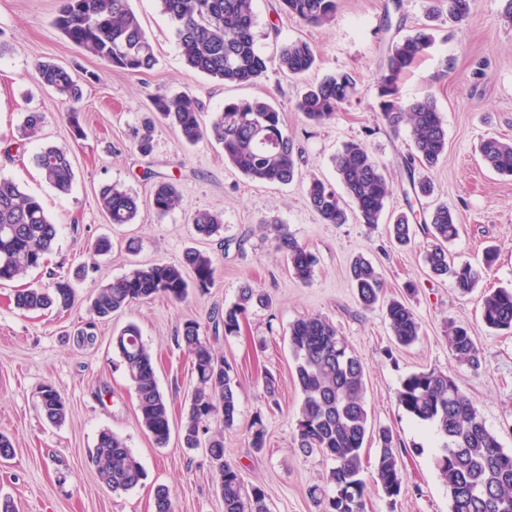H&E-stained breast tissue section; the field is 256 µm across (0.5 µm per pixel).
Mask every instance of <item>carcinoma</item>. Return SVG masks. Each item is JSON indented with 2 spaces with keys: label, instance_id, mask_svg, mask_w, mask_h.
Segmentation results:
<instances>
[{
  "label": "carcinoma",
  "instance_id": "carcinoma-1",
  "mask_svg": "<svg viewBox=\"0 0 512 512\" xmlns=\"http://www.w3.org/2000/svg\"><path fill=\"white\" fill-rule=\"evenodd\" d=\"M161 11L174 24L178 45L186 63L193 69L226 83L246 84L258 80L267 70V59L256 47V17L253 0H159ZM282 11L310 26L329 23L337 8L336 0H280ZM474 0H448V17L466 19ZM57 29L77 48L95 56L112 68L133 75L145 74L156 63L151 42L130 7L129 0H61L55 17ZM433 44L432 37L418 31L387 47L386 67L378 81L377 106L392 125L406 123L413 136V152L406 162L411 189L415 195L433 192L431 181L414 178L415 167L435 169L448 149L447 128L431 95L406 101L399 85L408 69ZM280 69L302 76L315 64V54L304 40L285 44L279 54ZM41 84L67 104L81 98L78 80L65 68L51 62L38 66ZM356 94V80L349 72H337L310 84L295 103L306 120L322 124L336 116ZM155 114L172 126L183 144L212 138L222 145L224 160L247 178L268 184H288L295 178L297 163L294 140L288 134L282 113L269 101L255 99L233 102L202 120L196 96L189 92L159 95L153 100ZM44 117L39 112L26 116L22 137L39 136ZM483 162L495 172L512 176V144L497 137L483 139L479 146ZM34 162L47 183L61 193L71 190L75 172L70 152L45 146ZM336 175L363 223H379L392 189L371 150L360 141L346 142L333 157ZM310 207L325 224H343L346 211L336 191L320 179L307 187ZM183 196L172 181L153 186L151 206L164 217L181 206ZM101 210L113 225L131 224L139 213L136 196L112 185L99 192ZM425 225L433 239L425 261L431 273L451 276L463 292L474 287L482 272L490 271L497 259L486 252L483 270L469 263L448 262V243L458 236L457 217L446 204L437 206ZM195 231L203 236L220 234L219 216L207 211L194 215ZM413 225L405 213L390 222V238L405 246L411 242ZM57 235L56 225L40 201L24 193L8 179L0 178V282L11 281L45 262ZM275 249L283 254L295 277L308 283L315 258L286 232L275 237ZM350 278L360 304L371 309L381 300L383 286L379 273L368 260L358 257L350 265ZM212 257L188 250L174 264H154L136 268L98 289L92 310L99 320L133 304L155 297L181 302L192 288L200 291L214 285ZM74 300L69 281L58 279L46 288H25L15 294L21 311L66 309ZM269 299L243 283L237 300L210 317L214 334L235 336L249 309L265 307ZM386 318L398 344L408 346L418 340L422 325L413 310L399 299L386 303ZM481 318L490 329L512 332V289L498 288L484 295ZM289 347L295 363L296 380L302 395L296 421L297 448L314 452L331 462L328 485L313 486L309 497L318 512H365L366 484L361 450L369 428L364 402L365 374L361 357L340 336L325 317L315 314L289 326ZM179 339L190 359L196 389L181 421L183 446L204 448L215 471L224 512H269L266 493L259 485L245 487L237 466L224 458V429L234 425L238 413V384L233 367L218 356L195 320L183 323ZM133 384L137 415L142 427L158 445L170 435V407L160 391L153 359L134 323L112 338ZM448 347L457 363L473 371L482 365V351L466 329L448 323ZM399 405L418 421L433 426L439 436L435 466L448 485L450 512H512V453L504 451L497 436L481 418L475 404L459 388L453 377L435 369L414 372L405 377L398 392ZM45 418L58 425L66 416V403L52 384L41 390ZM220 427L210 430V420ZM250 447H265L266 429L262 416L253 420L248 431ZM378 454L375 482L393 500L402 491L397 439L388 428L377 432ZM91 459L102 485L112 492L136 487L143 470L130 448L117 435L103 431ZM154 512H174L173 494L160 486L154 495Z\"/></svg>",
  "mask_w": 512,
  "mask_h": 512
}]
</instances>
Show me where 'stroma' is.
<instances>
[{"label":"stroma","mask_w":512,"mask_h":512,"mask_svg":"<svg viewBox=\"0 0 512 512\" xmlns=\"http://www.w3.org/2000/svg\"><path fill=\"white\" fill-rule=\"evenodd\" d=\"M59 0H0V142L17 141L31 112L44 115L39 139L19 150L0 153V177L16 181L41 201L58 228L45 266L0 283V432L14 454L0 462V497H10L17 512H153L157 486L170 488L176 512H224L205 449L182 447L178 429L189 407L195 380L177 344L184 321L208 325L214 309L235 301L243 283L268 294L272 305L249 311L238 335L213 337L216 351L234 368L239 411L224 432L225 454L238 465L246 484L261 486L270 512H316L307 491L325 483L330 464L301 453L294 440L301 393L288 343V328L299 318L319 314L359 353L365 367L364 400L374 427L391 429L402 453V492L387 498L374 483L375 441L362 450L366 512H450L448 486L433 462L437 436L398 404L402 380L435 369L450 374L479 409L486 426L512 452V333L488 329L481 320L484 295L512 288V177L489 170L476 147L482 138L512 141V22L504 0H475L461 22L447 14L430 17V0H337L336 14L322 26H306L288 17L278 0H254L256 45L268 60L253 84H225L188 67L170 20L157 0H130L150 39L156 64L141 76L112 70L104 61L74 47L55 27ZM430 28L435 41L400 84L403 99L432 95L448 131V152L436 169L416 170L430 177L434 192H409L405 161L412 151L407 126L392 129L377 108V84L388 43L399 34ZM307 41L316 65L305 77H289L278 65L289 41ZM53 62L78 71L82 97L73 108L78 125L62 103L38 81L37 66ZM347 71L357 93L335 119L308 123L295 110L305 84ZM190 91L210 119L225 103L266 99L275 103L298 148V175L289 184L252 181L224 160L222 146L204 139L181 146L173 128L156 123L152 149L142 154L132 140L160 94ZM365 143L393 185L387 213L413 211L416 228L405 247L391 243L388 226L369 227L357 218L344 224L322 223L306 201V187L318 178L336 184L332 158L344 142ZM46 145L69 150L75 182L62 194L47 184L33 157ZM176 182L182 207L157 218L150 193L157 181ZM107 184L140 199L131 224H108L98 194ZM445 203L455 212L458 236L448 245L454 264L478 263L487 248L498 250L493 268L475 287L460 292L454 281L430 274L425 252L430 238L422 227L430 211ZM221 216L220 236H198L191 223L196 211ZM285 225L316 258L310 283L297 280L274 249L275 228ZM111 250L87 265L99 238ZM215 260V284L191 290L187 301L163 298L140 302L107 322L95 321L91 299L97 288L131 270L180 260L187 248ZM377 268L387 297L405 301L422 324L415 343L399 345L384 307L366 310L349 278L355 256ZM70 278L76 301L66 311L22 312L16 291L46 287ZM94 324L96 340L77 343V333ZM136 324L155 360L160 390L170 405V437L156 445L141 426L136 394L112 338ZM458 325L475 336L483 350L479 371L459 365L448 349V327ZM278 382L276 401L263 388L265 374ZM53 384L67 405L62 424L49 423L39 408V391ZM262 415L266 446L254 452L247 431ZM121 437L140 461L144 477L126 492L115 493L98 480L89 452L101 431Z\"/></svg>","instance_id":"1"}]
</instances>
